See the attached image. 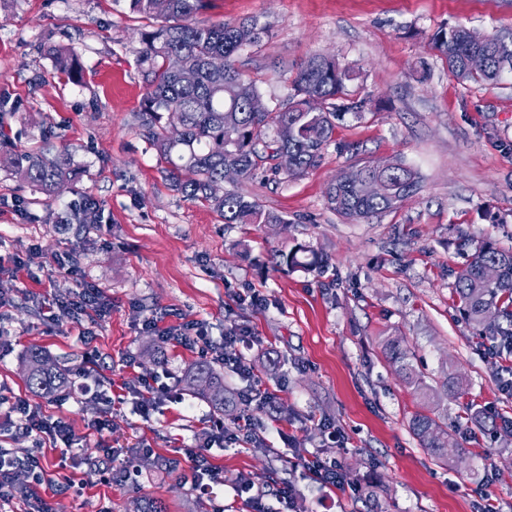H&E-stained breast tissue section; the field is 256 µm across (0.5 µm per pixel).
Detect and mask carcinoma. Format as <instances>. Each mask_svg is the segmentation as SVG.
<instances>
[{
    "mask_svg": "<svg viewBox=\"0 0 512 512\" xmlns=\"http://www.w3.org/2000/svg\"><path fill=\"white\" fill-rule=\"evenodd\" d=\"M127 2L130 12L148 20L140 30L137 50L148 88L140 129L156 150L170 189L188 200L208 203L226 224L288 223L283 215L264 209L241 192L213 193L212 184L224 180L226 166L239 168L242 180L258 174L275 179L307 173L331 142L336 120L346 114L360 118L368 109L370 99L349 89L362 78L360 68L315 54L298 66L288 103L253 112L249 102L261 95L258 81L239 70L235 61L241 51L262 42L268 35L266 27L255 21L198 25L193 18L205 8L206 0ZM431 44L460 81L493 83L512 72V41L489 36L477 43L471 40L468 28L442 25L433 33ZM475 52L487 57L482 71L466 67L467 57ZM53 54L59 69L75 77L76 61L61 49ZM186 69L196 74L192 84L180 78ZM174 118L182 124L177 139L168 136ZM0 164L47 194L73 181L70 161L62 152L9 153L0 157ZM361 170L365 179L385 181L388 192L372 198L359 184L335 179L326 189V200L330 209L345 219L391 211L419 189L416 172L402 162L388 173L378 172L370 164ZM460 247L464 263L452 283L459 316L474 335L496 342L501 353L512 354V249L489 238H464ZM275 258L277 265L291 268H319L326 261L323 254L306 247L279 250ZM488 266L497 269L492 280L484 275ZM383 349L417 396L419 406L410 418V428L421 447L438 459L453 462L448 449L458 444L443 437L434 414L442 398L462 394L466 379L450 363L442 382L432 386L410 362L409 349L401 339L385 337ZM25 362L26 384L32 391L51 396L69 386L66 370L53 364L43 367L49 358L41 349L31 348ZM187 388L219 412L237 403L235 394L225 396L223 379L207 362L191 369ZM465 415L479 431L499 430L512 439V420H499L473 405L466 406Z\"/></svg>",
    "mask_w": 512,
    "mask_h": 512,
    "instance_id": "carcinoma-1",
    "label": "carcinoma"
}]
</instances>
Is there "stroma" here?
<instances>
[{
	"label": "stroma",
	"mask_w": 512,
	"mask_h": 512,
	"mask_svg": "<svg viewBox=\"0 0 512 512\" xmlns=\"http://www.w3.org/2000/svg\"><path fill=\"white\" fill-rule=\"evenodd\" d=\"M259 19L270 37L246 50L239 65L258 79L268 106L285 101L294 71L322 53L360 67L372 108L345 115L319 164L296 179L257 176L225 183L263 208L283 214L270 226L227 224L208 205L184 200L166 184L156 152L139 131L147 86L137 63L143 19L125 0H0V149L65 152L78 177L46 195L0 166V263L29 264L0 279V384L45 415L70 421L86 439L66 471L61 449L41 450L47 481L36 490L56 512H133L142 497L163 500L168 512H211L195 491L183 450L198 435L237 414L183 394L143 419L132 389L157 381L182 389L197 353L160 345L142 328L203 324L214 341L235 325L260 344L242 355L274 397L273 410H252L267 445L244 438L210 451L224 476L215 486L224 512H246L238 476L251 483L267 512H289L278 495L291 483L309 512H367L365 489L383 512H512V444L469 437L458 425L466 405L512 418V372L488 340L461 321L452 271L461 237L490 238L512 247V73L496 83L459 82L431 45L442 25L487 36H512V0H206L201 25ZM71 51V80L48 50ZM401 160L420 181L418 192L393 212L347 220L331 210L327 186L343 171ZM96 204L89 220L74 213ZM302 245L322 253L314 271L275 266L272 254ZM38 250L30 258V250ZM74 252L84 282L112 303L102 318L83 315L56 323L43 312L75 287L56 261ZM250 288L262 309L236 304ZM98 360L93 394L66 398L30 392L24 358L38 347L72 382L86 367L82 333ZM400 337L429 382L454 362L467 380L464 395L436 411L443 432L467 448L458 465L434 460L409 429L412 388L382 353ZM108 427L89 432L88 422ZM344 441L326 445L320 421ZM147 447L126 481H110L112 464L99 445ZM324 450L342 465L344 489L314 483L294 451ZM66 475L80 495L54 494Z\"/></svg>",
	"instance_id": "stroma-1"
}]
</instances>
